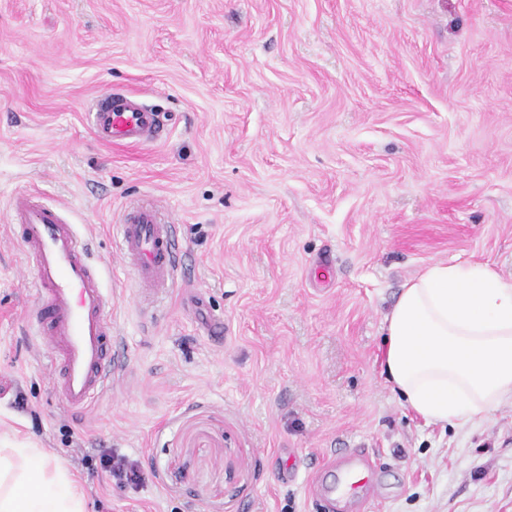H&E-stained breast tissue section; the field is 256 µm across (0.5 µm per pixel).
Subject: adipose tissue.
<instances>
[{
	"mask_svg": "<svg viewBox=\"0 0 512 512\" xmlns=\"http://www.w3.org/2000/svg\"><path fill=\"white\" fill-rule=\"evenodd\" d=\"M383 367L432 424H466L512 402V280L480 262H435L385 313ZM0 512H87L66 460L29 443L0 447Z\"/></svg>",
	"mask_w": 512,
	"mask_h": 512,
	"instance_id": "obj_1",
	"label": "adipose tissue"
}]
</instances>
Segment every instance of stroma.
<instances>
[{
	"label": "stroma",
	"mask_w": 512,
	"mask_h": 512,
	"mask_svg": "<svg viewBox=\"0 0 512 512\" xmlns=\"http://www.w3.org/2000/svg\"><path fill=\"white\" fill-rule=\"evenodd\" d=\"M116 92L158 140L97 141ZM25 191L112 300L125 369L80 411L30 335ZM147 200L184 246L151 307L118 233ZM456 260L512 278V0H0V434L65 457L88 512H329L352 451L383 492L351 512H512V404L429 425L383 375L400 286ZM100 464L112 477L127 484L139 485L144 480L137 466L123 455L104 452L100 456Z\"/></svg>",
	"instance_id": "1"
}]
</instances>
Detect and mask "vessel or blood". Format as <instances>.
I'll list each match as a JSON object with an SVG mask.
<instances>
[{
    "label": "vessel or blood",
    "mask_w": 512,
    "mask_h": 512,
    "mask_svg": "<svg viewBox=\"0 0 512 512\" xmlns=\"http://www.w3.org/2000/svg\"><path fill=\"white\" fill-rule=\"evenodd\" d=\"M88 118L97 138L107 144L151 143L163 128L159 113L120 94L105 97ZM9 221L20 230L36 266L35 337L52 355L53 387L69 408L84 409L120 369L101 275L63 207L19 193L11 200ZM119 233L139 296L152 299L172 288L182 247L159 209L144 203L131 206ZM339 479L349 484L352 494L367 499L380 490L371 462L359 457L345 458Z\"/></svg>",
    "instance_id": "obj_1"
}]
</instances>
